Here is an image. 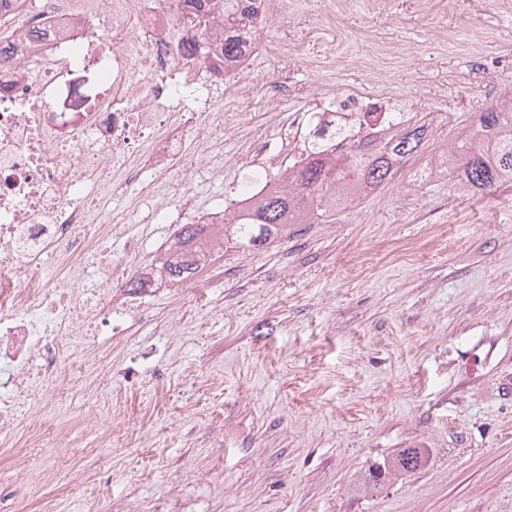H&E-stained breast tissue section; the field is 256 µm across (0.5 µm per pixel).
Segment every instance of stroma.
Masks as SVG:
<instances>
[{
  "instance_id": "stroma-1",
  "label": "stroma",
  "mask_w": 512,
  "mask_h": 512,
  "mask_svg": "<svg viewBox=\"0 0 512 512\" xmlns=\"http://www.w3.org/2000/svg\"><path fill=\"white\" fill-rule=\"evenodd\" d=\"M268 0L249 66L260 84L224 102L235 167L203 195L234 199L268 106L311 110L350 89L392 92L430 137L384 187L224 274L152 283L153 315L60 356L0 444V512H512V183L484 194L416 172L457 126L512 96V0ZM278 42L280 54L267 45ZM288 93L272 99L269 86ZM129 265L152 268L168 230L128 224ZM426 464L363 492L373 462Z\"/></svg>"
}]
</instances>
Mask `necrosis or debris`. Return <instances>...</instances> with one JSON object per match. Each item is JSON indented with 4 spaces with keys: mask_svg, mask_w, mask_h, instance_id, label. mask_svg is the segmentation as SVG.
Segmentation results:
<instances>
[{
    "mask_svg": "<svg viewBox=\"0 0 512 512\" xmlns=\"http://www.w3.org/2000/svg\"><path fill=\"white\" fill-rule=\"evenodd\" d=\"M11 28L0 55V432L47 385L60 354L98 344L97 317L126 335V300H113L85 261L106 247L126 214L98 206L112 190L136 184L166 224L171 196L182 219L220 224L224 207L190 189L189 170L168 157L224 173L222 102L191 100L186 86L207 81L197 63L199 31L182 0H14L0 14ZM388 102L362 92L336 95L318 111L294 115L288 132L340 112H384ZM64 275L43 280L46 258Z\"/></svg>",
    "mask_w": 512,
    "mask_h": 512,
    "instance_id": "necrosis-or-debris-1",
    "label": "necrosis or debris"
}]
</instances>
